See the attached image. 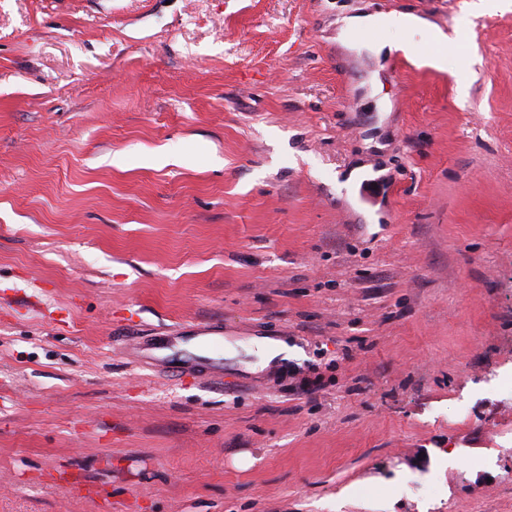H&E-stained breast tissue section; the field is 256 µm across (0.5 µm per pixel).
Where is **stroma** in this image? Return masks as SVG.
Segmentation results:
<instances>
[{
  "label": "stroma",
  "mask_w": 512,
  "mask_h": 512,
  "mask_svg": "<svg viewBox=\"0 0 512 512\" xmlns=\"http://www.w3.org/2000/svg\"><path fill=\"white\" fill-rule=\"evenodd\" d=\"M506 369L512 0H0V512H512Z\"/></svg>",
  "instance_id": "obj_1"
}]
</instances>
